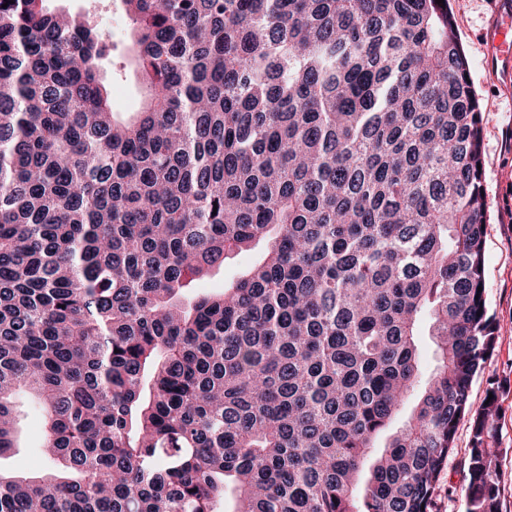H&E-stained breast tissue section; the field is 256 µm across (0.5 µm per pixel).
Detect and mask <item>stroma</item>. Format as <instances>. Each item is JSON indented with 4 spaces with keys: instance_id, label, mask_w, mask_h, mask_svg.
Here are the masks:
<instances>
[{
    "instance_id": "1",
    "label": "stroma",
    "mask_w": 512,
    "mask_h": 512,
    "mask_svg": "<svg viewBox=\"0 0 512 512\" xmlns=\"http://www.w3.org/2000/svg\"><path fill=\"white\" fill-rule=\"evenodd\" d=\"M448 6L481 104L486 303L499 326L495 351L473 382L471 403L477 407L488 393L497 396L500 512H512V74L486 61L488 41L496 31L512 33V0H448ZM19 403L23 413L17 424L18 446L0 460V469L18 474L44 471L49 462L41 449L43 423L35 397L20 394ZM470 436L471 422L462 420L433 512H466Z\"/></svg>"
}]
</instances>
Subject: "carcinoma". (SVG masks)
<instances>
[{
	"label": "carcinoma",
	"instance_id": "obj_1",
	"mask_svg": "<svg viewBox=\"0 0 512 512\" xmlns=\"http://www.w3.org/2000/svg\"><path fill=\"white\" fill-rule=\"evenodd\" d=\"M49 2L0 0V456L29 389L50 461L0 471V512H432L467 414L466 512H499L497 399L470 401L497 340L481 110L448 3L120 0L124 119L96 5ZM110 89L115 111L133 112L137 108L139 94L132 72L127 79H113ZM258 256V253H242L240 255L230 257L224 262V269L214 271L208 278L203 280L199 286L201 288H223L224 283H229L236 277L248 264Z\"/></svg>",
	"mask_w": 512,
	"mask_h": 512
}]
</instances>
